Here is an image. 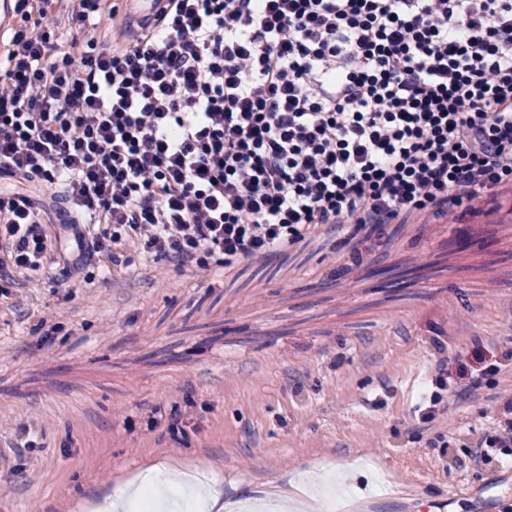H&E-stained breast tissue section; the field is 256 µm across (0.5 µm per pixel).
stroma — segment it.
Returning a JSON list of instances; mask_svg holds the SVG:
<instances>
[{"label": "stroma", "mask_w": 512, "mask_h": 512, "mask_svg": "<svg viewBox=\"0 0 512 512\" xmlns=\"http://www.w3.org/2000/svg\"><path fill=\"white\" fill-rule=\"evenodd\" d=\"M33 277L0 296V512H95L154 465L267 512L270 482L362 512L512 500V455L451 464L512 396V215L322 226L207 283L130 244ZM442 371L450 408L423 418Z\"/></svg>", "instance_id": "stroma-1"}]
</instances>
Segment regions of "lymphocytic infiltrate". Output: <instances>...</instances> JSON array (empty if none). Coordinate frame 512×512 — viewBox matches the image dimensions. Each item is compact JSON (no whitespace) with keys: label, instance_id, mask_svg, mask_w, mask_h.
<instances>
[{"label":"lymphocytic infiltrate","instance_id":"1","mask_svg":"<svg viewBox=\"0 0 512 512\" xmlns=\"http://www.w3.org/2000/svg\"><path fill=\"white\" fill-rule=\"evenodd\" d=\"M16 0L0 57V281L135 243L198 278L315 228L477 216L512 194V0ZM512 451V398L457 467Z\"/></svg>","mask_w":512,"mask_h":512}]
</instances>
